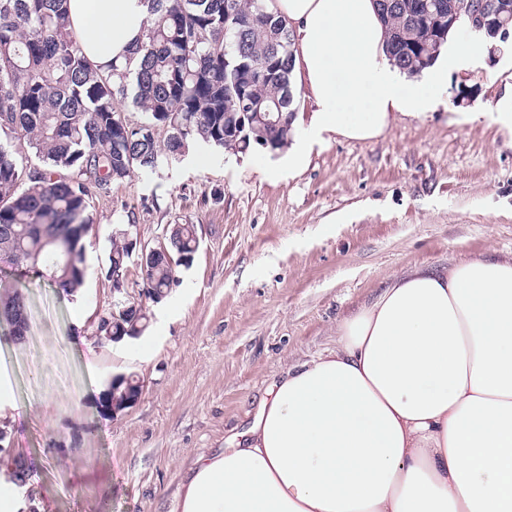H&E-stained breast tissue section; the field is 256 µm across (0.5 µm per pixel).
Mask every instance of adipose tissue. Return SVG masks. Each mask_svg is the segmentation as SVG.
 Wrapping results in <instances>:
<instances>
[{
    "mask_svg": "<svg viewBox=\"0 0 512 512\" xmlns=\"http://www.w3.org/2000/svg\"><path fill=\"white\" fill-rule=\"evenodd\" d=\"M292 33L291 77L315 109L275 163L309 145L379 138L443 105L484 63L449 38L411 79L393 66L375 0H267ZM87 58L127 63L147 0H69ZM176 512H512V252L390 277L336 323V341L269 388L236 447L197 457Z\"/></svg>",
    "mask_w": 512,
    "mask_h": 512,
    "instance_id": "1",
    "label": "adipose tissue"
}]
</instances>
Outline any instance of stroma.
<instances>
[{"label": "stroma", "instance_id": "35a3bbf8", "mask_svg": "<svg viewBox=\"0 0 512 512\" xmlns=\"http://www.w3.org/2000/svg\"><path fill=\"white\" fill-rule=\"evenodd\" d=\"M497 62L450 80L436 113L372 141L314 145L290 175L266 171L277 154L264 147L200 148L113 184L91 204L79 301L0 264L29 314L22 341L0 334L13 409L0 458L28 463L38 512H171L195 458L223 447L273 380L331 347L337 320L388 276L511 252L512 134L490 117ZM171 224L196 226L192 265L142 336L93 344L89 326L112 300L113 231L132 227L153 247ZM122 374L143 380L140 400L101 414Z\"/></svg>", "mask_w": 512, "mask_h": 512}]
</instances>
